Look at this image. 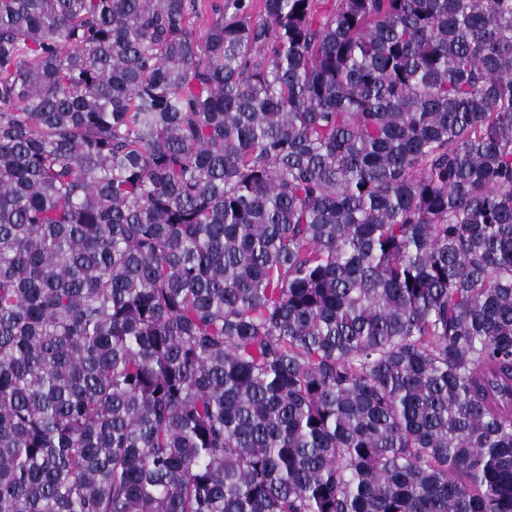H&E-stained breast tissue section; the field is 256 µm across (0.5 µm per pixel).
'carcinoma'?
I'll list each match as a JSON object with an SVG mask.
<instances>
[{
    "label": "carcinoma",
    "instance_id": "obj_1",
    "mask_svg": "<svg viewBox=\"0 0 512 512\" xmlns=\"http://www.w3.org/2000/svg\"><path fill=\"white\" fill-rule=\"evenodd\" d=\"M0 512H512V0H0Z\"/></svg>",
    "mask_w": 512,
    "mask_h": 512
}]
</instances>
